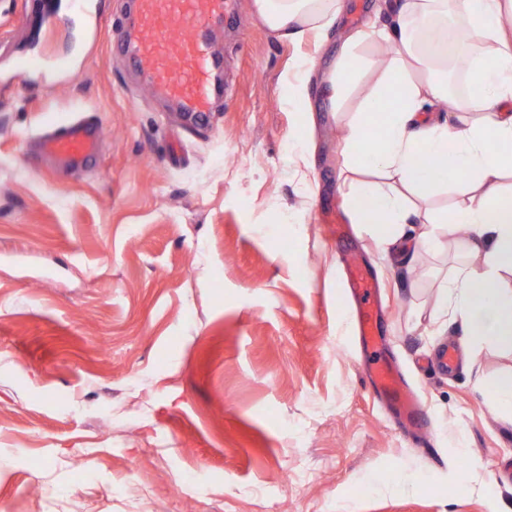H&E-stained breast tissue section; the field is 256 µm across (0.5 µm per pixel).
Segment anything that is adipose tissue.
<instances>
[{
  "instance_id": "obj_1",
  "label": "adipose tissue",
  "mask_w": 512,
  "mask_h": 512,
  "mask_svg": "<svg viewBox=\"0 0 512 512\" xmlns=\"http://www.w3.org/2000/svg\"><path fill=\"white\" fill-rule=\"evenodd\" d=\"M396 22L391 28L350 37L329 78L341 94L357 66L353 48L363 38L388 44L392 56L384 68L381 90L367 97L342 142L344 165L355 178L346 203L354 215L371 224L382 250L404 241L407 226L428 219L435 231L417 235L416 243L440 250L444 238L456 239L461 251L481 257L480 266L462 265L446 279L437 313H452L474 344L512 353V192L503 186L512 177V78L501 60L512 57V29L504 23L502 0H385ZM257 15L282 40H300L309 31L325 32L341 0H254ZM455 17L461 23L456 57L467 59V71L478 95L459 97L448 90L447 74L422 80L415 67L436 66L448 55L446 42L418 49L416 30L439 27ZM491 41L496 58L468 60L470 47ZM476 112V123L457 124L451 115ZM442 160L465 184L453 207L421 216L417 204L427 200L437 181L432 169Z\"/></svg>"
}]
</instances>
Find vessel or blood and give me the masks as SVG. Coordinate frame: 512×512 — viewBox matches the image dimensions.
I'll return each instance as SVG.
<instances>
[{"instance_id":"1","label":"vessel or blood","mask_w":512,"mask_h":512,"mask_svg":"<svg viewBox=\"0 0 512 512\" xmlns=\"http://www.w3.org/2000/svg\"><path fill=\"white\" fill-rule=\"evenodd\" d=\"M232 4L233 0H133L112 44L159 98L189 116L205 118L222 93L216 78L219 62L210 52V21L229 13ZM98 146L95 124L82 118L53 123L40 141L44 154L74 169L84 168ZM361 339L373 388L394 404L402 428L419 433L425 423L421 402L396 368L377 356L378 329L372 318L363 320Z\"/></svg>"}]
</instances>
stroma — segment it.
Listing matches in <instances>:
<instances>
[{
	"label": "stroma",
	"instance_id": "stroma-1",
	"mask_svg": "<svg viewBox=\"0 0 512 512\" xmlns=\"http://www.w3.org/2000/svg\"><path fill=\"white\" fill-rule=\"evenodd\" d=\"M82 41L69 0H0V512H491L512 421L493 389L512 353L446 375L421 369L460 323L433 318L460 262L376 245L343 201L335 130L387 62L384 43L338 99L346 40L392 26L381 0H345L326 37L278 39L254 0L213 26L225 93L185 125L112 54L127 0ZM56 81L16 78L31 53ZM302 103L288 99L299 80ZM100 129L82 170L42 161L55 120ZM344 224L348 239L328 228ZM379 286L383 354L417 389L429 434H403L360 358L349 265Z\"/></svg>",
	"mask_w": 512,
	"mask_h": 512
}]
</instances>
